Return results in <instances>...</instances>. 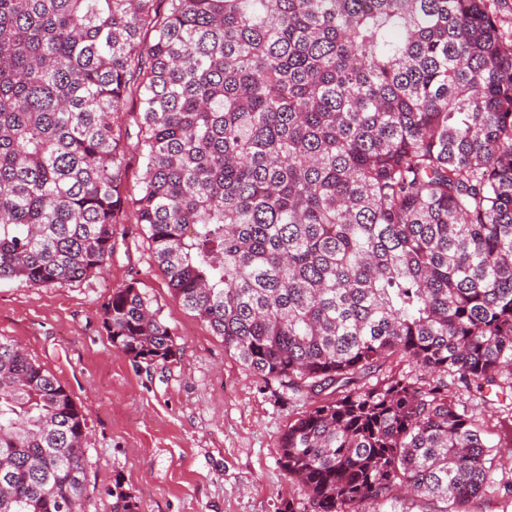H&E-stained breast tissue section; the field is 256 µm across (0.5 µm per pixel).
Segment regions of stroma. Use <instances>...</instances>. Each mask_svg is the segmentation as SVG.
<instances>
[{"label":"stroma","instance_id":"obj_1","mask_svg":"<svg viewBox=\"0 0 512 512\" xmlns=\"http://www.w3.org/2000/svg\"><path fill=\"white\" fill-rule=\"evenodd\" d=\"M121 230L109 264L82 281L0 283V336L22 341L87 411L85 512H112L117 487L136 512H278L288 499L303 504V488L288 483L279 464V439L309 401L289 398L226 352L223 339L171 296L140 225ZM133 279L174 332L178 362L149 369L107 340L102 305ZM450 394L489 444L512 441L494 391Z\"/></svg>","mask_w":512,"mask_h":512}]
</instances>
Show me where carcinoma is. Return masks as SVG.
Here are the masks:
<instances>
[{"label":"carcinoma","mask_w":512,"mask_h":512,"mask_svg":"<svg viewBox=\"0 0 512 512\" xmlns=\"http://www.w3.org/2000/svg\"><path fill=\"white\" fill-rule=\"evenodd\" d=\"M130 209L225 351L330 391L280 438L312 512H397V488L463 512L496 484L448 395H512V45L486 0H0V282L101 272ZM102 328L179 354L135 279ZM394 358L430 380L361 384ZM86 434L0 337V512H83ZM136 143L137 141L134 137L127 142L126 147L127 166L124 175V183L126 190L130 195H134L138 192L139 182L143 171Z\"/></svg>","instance_id":"1"}]
</instances>
